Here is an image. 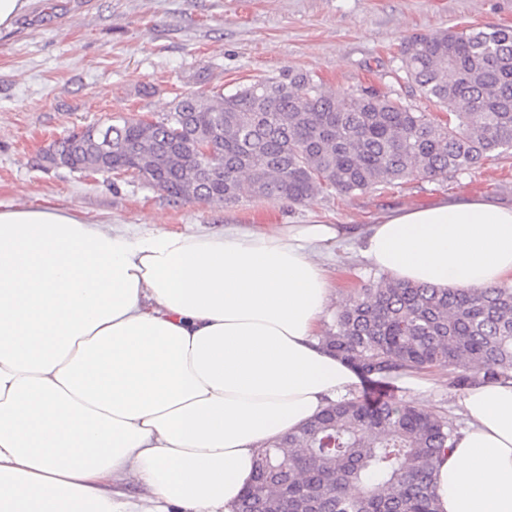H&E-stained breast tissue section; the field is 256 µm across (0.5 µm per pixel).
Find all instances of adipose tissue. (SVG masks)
<instances>
[{"label":"adipose tissue","instance_id":"1","mask_svg":"<svg viewBox=\"0 0 512 512\" xmlns=\"http://www.w3.org/2000/svg\"><path fill=\"white\" fill-rule=\"evenodd\" d=\"M346 234L1 207L0 512H234L258 450L357 381L318 342L331 294L318 256ZM363 254L399 281H512V206L393 211ZM458 405L441 512H512V378Z\"/></svg>","mask_w":512,"mask_h":512}]
</instances>
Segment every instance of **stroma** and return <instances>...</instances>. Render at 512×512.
I'll list each match as a JSON object with an SVG mask.
<instances>
[{"label": "stroma", "mask_w": 512, "mask_h": 512, "mask_svg": "<svg viewBox=\"0 0 512 512\" xmlns=\"http://www.w3.org/2000/svg\"><path fill=\"white\" fill-rule=\"evenodd\" d=\"M512 26V0H31L15 28L0 33V206L51 200L108 224L195 232L214 224H345L362 230L397 209L461 195L512 203V156L448 179L423 175L388 189L328 191L304 204L242 196L177 202L135 174L45 169L43 149L70 131L118 117L154 118L187 92L230 91L256 79L308 70L345 97L375 86L433 111L402 79L399 48L449 27ZM358 241L328 255L334 314L365 287L374 268ZM421 391L401 376L386 387L357 383L355 396L398 397L435 412L458 411L459 391L432 372Z\"/></svg>", "instance_id": "obj_1"}]
</instances>
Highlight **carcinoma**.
<instances>
[{"mask_svg": "<svg viewBox=\"0 0 512 512\" xmlns=\"http://www.w3.org/2000/svg\"><path fill=\"white\" fill-rule=\"evenodd\" d=\"M401 69L437 117L373 87L338 98L302 70L225 94H185L154 124L121 118L112 171L141 164L176 201L301 204L328 190L444 179L512 153V26L401 43ZM213 137L217 158L192 153ZM323 347L375 386L406 372L458 371L459 390L512 376V285L436 288L381 274L336 312ZM461 424L411 401L343 397L258 452L236 512H440L436 466Z\"/></svg>", "mask_w": 512, "mask_h": 512, "instance_id": "carcinoma-1", "label": "carcinoma"}]
</instances>
